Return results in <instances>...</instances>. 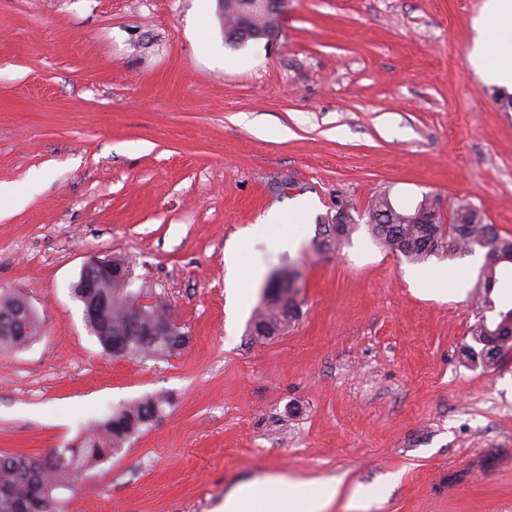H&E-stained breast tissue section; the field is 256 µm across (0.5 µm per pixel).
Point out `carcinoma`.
<instances>
[{"label": "carcinoma", "instance_id": "obj_1", "mask_svg": "<svg viewBox=\"0 0 512 512\" xmlns=\"http://www.w3.org/2000/svg\"><path fill=\"white\" fill-rule=\"evenodd\" d=\"M279 14H268L260 5L249 6L242 0H224V38L231 45L247 39L279 33ZM390 199L379 195L372 200L368 217L371 230L385 249L399 253L411 261H421L439 252L472 254L485 252L482 304L491 303L490 294L497 282V268L512 264V240L500 235L496 227L486 224L469 204L455 208L450 224L437 216L438 202L425 199L421 205L432 210L429 224L412 223V215L397 211L384 214ZM352 229V219L343 214L341 225H327L317 250L331 248ZM107 297L104 319L112 334L126 329L130 310L119 288L102 289ZM26 300L12 290L0 291V353L29 343L39 333L37 317L27 314ZM299 306L293 286L268 289L266 309L254 320V332L262 337L291 324ZM473 344L467 346L469 357L485 365L495 364L501 353L512 349V309L499 313V321L487 322L482 317L471 331ZM185 345L175 336H156L146 342L132 337L118 352L120 357L170 355ZM165 401L156 398L123 406L110 417L81 434L74 445L64 451L51 450L36 460L21 454L0 453V512H23L33 502H41L38 512H66L67 503L56 491L71 483L76 471L87 472L119 452L141 428L151 424L163 412Z\"/></svg>", "mask_w": 512, "mask_h": 512}]
</instances>
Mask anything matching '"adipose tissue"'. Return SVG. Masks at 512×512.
I'll use <instances>...</instances> for the list:
<instances>
[{"mask_svg":"<svg viewBox=\"0 0 512 512\" xmlns=\"http://www.w3.org/2000/svg\"><path fill=\"white\" fill-rule=\"evenodd\" d=\"M512 34V0H485L479 38L484 44L481 66L495 82L512 84V52L498 43ZM338 484L317 490L314 482L285 475H264L241 483L224 498L223 512H325L336 499Z\"/></svg>","mask_w":512,"mask_h":512,"instance_id":"ef3b65f1","label":"adipose tissue"}]
</instances>
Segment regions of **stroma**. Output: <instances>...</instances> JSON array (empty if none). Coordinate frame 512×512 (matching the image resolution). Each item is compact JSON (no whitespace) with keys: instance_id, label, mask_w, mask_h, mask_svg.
I'll return each mask as SVG.
<instances>
[{"instance_id":"35a3bbf8","label":"stroma","mask_w":512,"mask_h":512,"mask_svg":"<svg viewBox=\"0 0 512 512\" xmlns=\"http://www.w3.org/2000/svg\"><path fill=\"white\" fill-rule=\"evenodd\" d=\"M483 3L288 0L278 36L231 46L221 0H0V289L41 324L0 353V452L162 397L67 512H216L268 474L373 487L368 512H512V353L466 350L512 309V265L477 309L484 252L412 262L367 216L430 196L512 237V88L475 62ZM302 205L298 249L251 237ZM342 208L354 230L317 251ZM93 254L167 304L180 351L103 350L72 294ZM293 270L297 319L256 335L269 277Z\"/></svg>"}]
</instances>
